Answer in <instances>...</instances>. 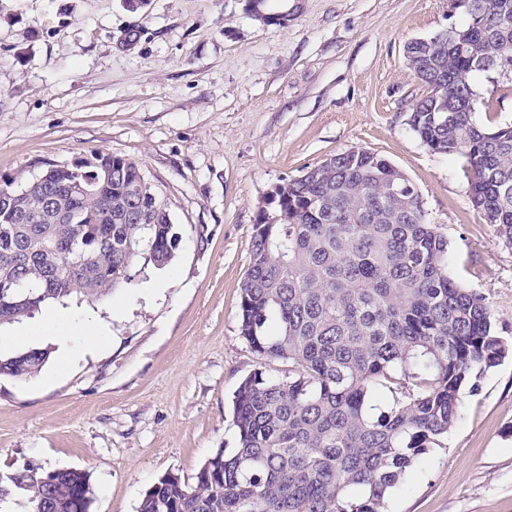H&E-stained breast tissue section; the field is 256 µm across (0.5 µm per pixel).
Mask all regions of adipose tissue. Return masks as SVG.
Segmentation results:
<instances>
[{
  "mask_svg": "<svg viewBox=\"0 0 512 512\" xmlns=\"http://www.w3.org/2000/svg\"><path fill=\"white\" fill-rule=\"evenodd\" d=\"M42 329L54 333L61 361L65 364L87 351L102 347L108 339L107 328L98 319L84 317L68 321L53 307L45 310Z\"/></svg>",
  "mask_w": 512,
  "mask_h": 512,
  "instance_id": "1",
  "label": "adipose tissue"
}]
</instances>
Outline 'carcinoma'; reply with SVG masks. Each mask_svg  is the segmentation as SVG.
Wrapping results in <instances>:
<instances>
[{
	"instance_id": "1",
	"label": "carcinoma",
	"mask_w": 512,
	"mask_h": 512,
	"mask_svg": "<svg viewBox=\"0 0 512 512\" xmlns=\"http://www.w3.org/2000/svg\"><path fill=\"white\" fill-rule=\"evenodd\" d=\"M469 53L410 46L426 94L410 125L432 151L461 153L469 194L512 244V124L474 121L476 64L512 55V0H469ZM112 169L106 178L102 168ZM141 167L99 153L0 183V328L72 295L100 301L140 260L170 264L182 234ZM80 182L90 193L72 192ZM253 225L239 330L288 377L256 371L233 401L238 448L219 449L192 483L168 474L138 512H383L390 491L454 426L465 385L508 351L484 300L448 274V241L383 157L340 152L280 185ZM47 352L0 358V376L38 373ZM90 475L26 468L0 481V512H88Z\"/></svg>"
}]
</instances>
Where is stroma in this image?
Masks as SVG:
<instances>
[{
    "label": "stroma",
    "instance_id": "stroma-1",
    "mask_svg": "<svg viewBox=\"0 0 512 512\" xmlns=\"http://www.w3.org/2000/svg\"><path fill=\"white\" fill-rule=\"evenodd\" d=\"M0 0V181L98 153L135 161L182 234L111 300H68L109 344L68 367L0 376V474L27 466L91 476L90 512H138L163 476L193 478L238 446L231 400L261 371L239 333L253 226L273 188L353 147L412 182L449 243L448 271L482 296L507 347L464 393L459 417L392 489L387 512H512V246L470 202L463 155L412 130L425 93L406 44L462 25L448 0ZM503 78L478 74L484 126L512 123ZM122 310L112 314V304Z\"/></svg>",
    "mask_w": 512,
    "mask_h": 512
}]
</instances>
